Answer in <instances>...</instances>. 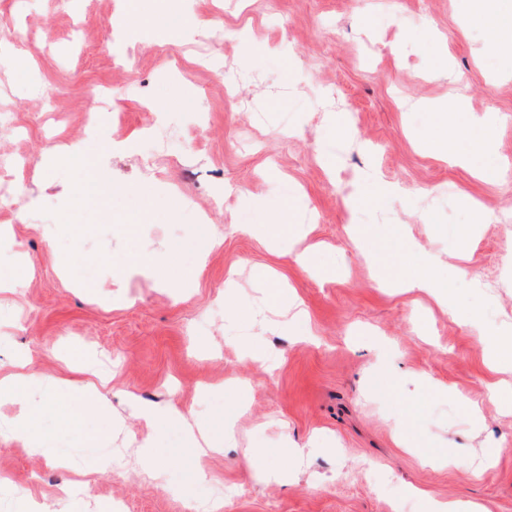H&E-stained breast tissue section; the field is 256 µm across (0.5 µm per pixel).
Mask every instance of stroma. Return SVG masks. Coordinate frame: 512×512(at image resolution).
Returning a JSON list of instances; mask_svg holds the SVG:
<instances>
[{
  "label": "stroma",
  "mask_w": 512,
  "mask_h": 512,
  "mask_svg": "<svg viewBox=\"0 0 512 512\" xmlns=\"http://www.w3.org/2000/svg\"><path fill=\"white\" fill-rule=\"evenodd\" d=\"M131 5L0 0V181L18 188L0 197V225L11 227L0 273L19 256L31 267L22 295L0 300V369L25 354L43 377H60L69 351L79 368L107 351L101 392L122 419L97 448L51 415L40 422L46 453L0 439V512L52 499L60 512H97L111 501L124 512H190L203 485L223 512H420L411 486L512 512V414L491 395L512 373L490 364L473 330L429 295L373 282L343 203L356 175L399 183L401 196L354 219L381 234L402 225L405 240L442 265L466 268L468 278L449 285L458 306L512 332V168L478 180L415 143L428 124L423 102L459 88L471 112L500 114L491 161L512 165V55L488 52L482 30L464 28V0H157V33L133 41L127 63L111 20ZM214 9L224 14L220 25L179 23ZM244 29L260 62L238 39ZM442 43L462 86L429 75ZM199 46L212 70L198 68ZM24 53L31 70L21 76L15 61ZM227 61L249 78L238 106L225 103L212 74ZM284 82L294 86L286 98ZM103 84L114 97L90 133L85 109ZM37 85L43 95H34ZM321 93L349 113L351 138H334L325 112L309 106ZM146 128L167 132L165 155L147 139L130 153L108 150V141ZM71 143L98 159L115 189L110 207L132 219L129 231L103 219L96 196L74 204L77 165L43 173L42 157ZM326 151L334 167L323 165ZM130 186L144 195H123ZM460 190L493 215L464 242L459 233L473 218L456 204ZM252 199L263 211L249 207ZM280 211L335 276L304 273L287 242L273 247L237 230ZM71 223L93 231L75 239ZM76 250L95 273V295L62 274ZM141 251L172 259L167 287L132 270ZM264 270L296 293L306 321H295L287 302L268 305L256 279ZM254 339L267 368L240 356ZM429 382L441 393L428 392ZM131 392L148 405L171 400L191 410L223 451L198 458L193 440L170 425L158 436L153 474H144L137 454L149 430L127 403ZM462 397L478 406L481 425L462 412ZM420 447L437 461L422 462ZM455 455L470 468L448 465ZM107 456L115 466L104 467ZM275 467L286 479L265 478Z\"/></svg>",
  "instance_id": "obj_1"
}]
</instances>
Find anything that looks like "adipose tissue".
I'll use <instances>...</instances> for the list:
<instances>
[{
	"mask_svg": "<svg viewBox=\"0 0 512 512\" xmlns=\"http://www.w3.org/2000/svg\"><path fill=\"white\" fill-rule=\"evenodd\" d=\"M465 17L469 24L483 30L488 46L499 51H512V0H468ZM426 109L431 124L423 132L422 139L434 155L468 169L474 166L478 156L488 152L500 121L498 113L474 116L459 95L428 103ZM74 161L81 164V175L73 189L75 201H82L87 192L109 189L108 179L94 158L82 156L81 148L76 144L63 151H49L42 160V167L50 171ZM352 242L366 257L379 287L432 294L440 301H447L448 294L440 286L436 256L411 243L403 247L395 262H381L375 256V243L363 226L356 227ZM72 386V381L67 378L45 383L34 370L31 358H23L15 371L0 376V400L7 399L23 407L16 418L0 424V433L23 439L33 451H45L39 423L43 413L53 412L70 429L83 431L89 447H97L103 440L102 434L84 430L83 424L86 419L104 413L102 395L97 387L87 385L82 397L70 405L63 396Z\"/></svg>",
	"mask_w": 512,
	"mask_h": 512,
	"instance_id": "ef3b65f1",
	"label": "adipose tissue"
}]
</instances>
